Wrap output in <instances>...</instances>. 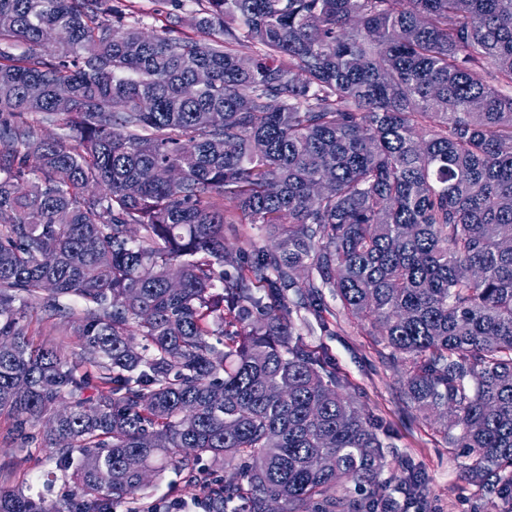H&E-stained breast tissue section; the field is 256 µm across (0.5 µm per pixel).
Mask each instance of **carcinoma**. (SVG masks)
Returning a JSON list of instances; mask_svg holds the SVG:
<instances>
[{
  "label": "carcinoma",
  "mask_w": 512,
  "mask_h": 512,
  "mask_svg": "<svg viewBox=\"0 0 512 512\" xmlns=\"http://www.w3.org/2000/svg\"><path fill=\"white\" fill-rule=\"evenodd\" d=\"M156 2L148 31L114 0H0V417L72 479L0 512H112L205 458L238 472L216 512H393L379 429L294 333L327 293L512 497V0H195L188 31ZM30 329L33 334L31 337L36 345L58 347L69 358L75 357L80 352V338L73 332H69L67 336L61 335L51 322L38 323L35 321V317L30 324Z\"/></svg>",
  "instance_id": "1"
}]
</instances>
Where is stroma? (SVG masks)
<instances>
[{
  "label": "stroma",
  "mask_w": 512,
  "mask_h": 512,
  "mask_svg": "<svg viewBox=\"0 0 512 512\" xmlns=\"http://www.w3.org/2000/svg\"><path fill=\"white\" fill-rule=\"evenodd\" d=\"M333 315L326 326L294 324L304 344L326 358L340 382L339 390L372 421L389 431L386 451L392 467L384 474L385 492L399 497L398 480L404 469L424 472L428 491L421 502L406 512H512V501L470 483L464 476V457L448 447L439 426L416 417L404 405L401 379L403 362L389 358L387 350L369 334L367 324L350 318L338 300L328 299ZM0 418V491H20L55 501L68 485L56 476V464L46 455H29ZM204 498L202 486H189L174 471L151 481L140 504L145 508L179 505L181 512H196Z\"/></svg>",
  "instance_id": "obj_1"
}]
</instances>
